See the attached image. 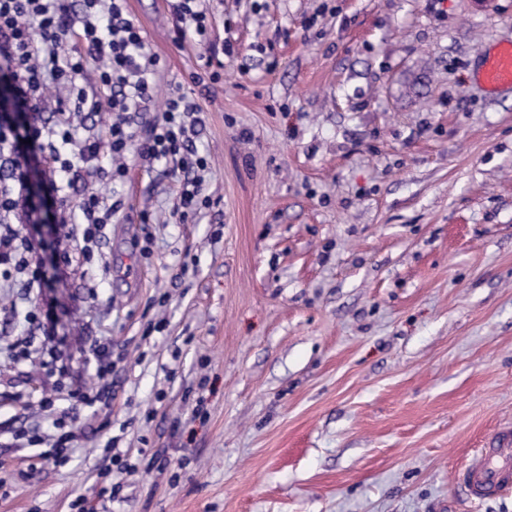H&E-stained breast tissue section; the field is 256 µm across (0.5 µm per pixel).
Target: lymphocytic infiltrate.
<instances>
[{
	"label": "lymphocytic infiltrate",
	"instance_id": "f902f5d3",
	"mask_svg": "<svg viewBox=\"0 0 512 512\" xmlns=\"http://www.w3.org/2000/svg\"><path fill=\"white\" fill-rule=\"evenodd\" d=\"M173 29L180 41L206 40L200 0H179ZM74 33L81 46L65 51ZM159 70L160 58L147 48L126 0H0V83L8 87L18 115L17 121L0 122L1 281L28 294L41 285L40 263L19 229L33 212L30 177L38 178L58 224L88 260L120 210L99 183L124 179L128 154L169 169L179 186L181 218L208 205L202 193L208 160L195 145L199 107L177 90L155 109ZM105 108L111 121L95 123ZM110 393L106 383L78 395L58 389L41 400L54 415L52 432L21 429L16 436L62 465L76 438L77 416L58 411V402L103 404Z\"/></svg>",
	"mask_w": 512,
	"mask_h": 512
}]
</instances>
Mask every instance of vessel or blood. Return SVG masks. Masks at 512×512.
I'll use <instances>...</instances> for the list:
<instances>
[{"instance_id":"obj_1","label":"vessel or blood","mask_w":512,"mask_h":512,"mask_svg":"<svg viewBox=\"0 0 512 512\" xmlns=\"http://www.w3.org/2000/svg\"><path fill=\"white\" fill-rule=\"evenodd\" d=\"M480 80L491 92L512 89V43L499 44L483 57ZM469 496L487 499L512 486V429H501L475 463L462 473Z\"/></svg>"}]
</instances>
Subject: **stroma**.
<instances>
[{
	"label": "stroma",
	"mask_w": 512,
	"mask_h": 512,
	"mask_svg": "<svg viewBox=\"0 0 512 512\" xmlns=\"http://www.w3.org/2000/svg\"><path fill=\"white\" fill-rule=\"evenodd\" d=\"M176 3L127 8L159 96L202 108L210 205L180 223L174 178L128 155L92 283L23 226L42 319L1 287L0 341L48 353L0 358V512H512L459 481L512 425V90L478 81L512 0H204L203 43ZM99 344L112 403L53 465L13 435L98 384ZM173 11V29L176 42L187 36L197 41L207 40L206 11L199 0H179Z\"/></svg>",
	"instance_id": "stroma-1"
}]
</instances>
